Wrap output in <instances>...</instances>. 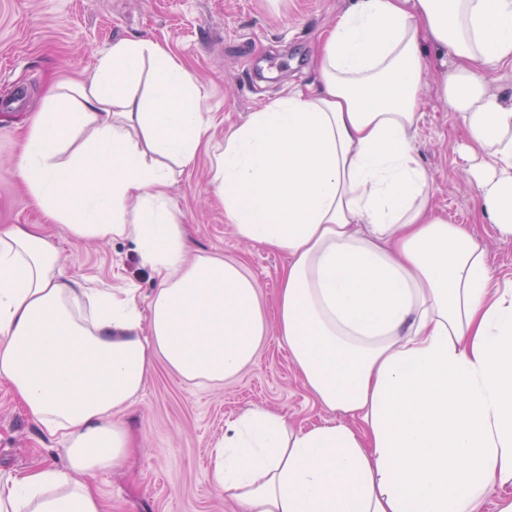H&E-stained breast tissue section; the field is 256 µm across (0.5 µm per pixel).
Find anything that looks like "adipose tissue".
<instances>
[{
  "label": "adipose tissue",
  "instance_id": "adipose-tissue-1",
  "mask_svg": "<svg viewBox=\"0 0 512 512\" xmlns=\"http://www.w3.org/2000/svg\"><path fill=\"white\" fill-rule=\"evenodd\" d=\"M505 65L512 0H351L314 82L225 137L224 215L287 255L277 334L332 414L305 430L266 408L227 424L212 482L244 512H481L489 485L512 484V284L493 286L473 232L436 212L414 146L431 78L463 119L490 222L512 236V94L492 79ZM204 131L188 72L151 41L113 44L88 84L50 88L37 112L18 161L35 201L73 235L134 241L158 287L143 307L84 287L50 238L0 228V379L68 458L0 475V512H105L95 477L131 448L112 416L155 361L208 382L253 361L267 332L255 280L188 257L167 204L168 161L192 162Z\"/></svg>",
  "mask_w": 512,
  "mask_h": 512
}]
</instances>
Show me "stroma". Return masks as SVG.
I'll list each match as a JSON object with an SVG mask.
<instances>
[{"mask_svg": "<svg viewBox=\"0 0 512 512\" xmlns=\"http://www.w3.org/2000/svg\"><path fill=\"white\" fill-rule=\"evenodd\" d=\"M349 0H0V227L34 224L56 243L67 275L91 288H130L147 303L158 283L128 239L75 237L47 223L17 160L47 88L88 82L101 55L126 39L157 42L192 74L208 125L194 160L174 166L168 203L191 251L240 264L274 320L285 258L239 239L224 216L214 180L224 138L250 112L310 84L323 33ZM415 146L429 172L436 211L469 225L486 250L494 281L512 282V237L484 214L468 171L462 117L427 83L418 99ZM264 407L305 428L329 411L305 385L287 345L268 330L255 362L221 384L189 381L157 362L143 393L115 419L133 448L100 474L107 512H241L210 480V457L227 421ZM67 464L50 437L0 382V471Z\"/></svg>", "mask_w": 512, "mask_h": 512, "instance_id": "1", "label": "stroma"}]
</instances>
